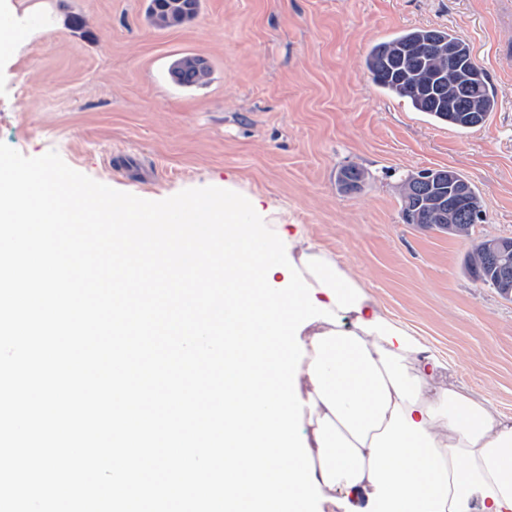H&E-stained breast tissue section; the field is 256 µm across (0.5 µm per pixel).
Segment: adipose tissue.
Instances as JSON below:
<instances>
[{
  "instance_id": "ef3b65f1",
  "label": "adipose tissue",
  "mask_w": 512,
  "mask_h": 512,
  "mask_svg": "<svg viewBox=\"0 0 512 512\" xmlns=\"http://www.w3.org/2000/svg\"><path fill=\"white\" fill-rule=\"evenodd\" d=\"M290 242L317 300L354 318L300 333L298 387L317 403L309 448L322 493L365 494L371 512H512V420L436 384L439 360L333 254Z\"/></svg>"
}]
</instances>
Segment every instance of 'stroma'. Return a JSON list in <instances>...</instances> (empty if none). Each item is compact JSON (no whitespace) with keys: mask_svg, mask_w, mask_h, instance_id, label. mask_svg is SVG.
Wrapping results in <instances>:
<instances>
[{"mask_svg":"<svg viewBox=\"0 0 512 512\" xmlns=\"http://www.w3.org/2000/svg\"><path fill=\"white\" fill-rule=\"evenodd\" d=\"M146 0H0L26 29L0 58V142L59 153L74 170L148 200L234 184L285 207L278 236L304 229L380 310L442 360L438 378L512 416V298L468 274L472 245L512 237V0H201L158 29ZM449 30L494 85L485 123L460 130L389 95L365 57L412 28ZM204 57L210 80L169 75ZM366 173L338 190L340 169ZM450 168L485 218L466 238L404 223L408 173ZM176 62L183 77L182 82L177 84L185 87H196L207 83L210 75V68L205 71L199 70L196 66L197 56L184 55Z\"/></svg>","mask_w":512,"mask_h":512,"instance_id":"obj_1","label":"stroma"}]
</instances>
